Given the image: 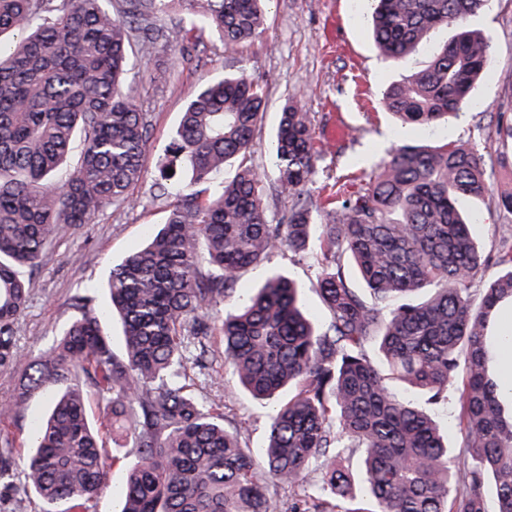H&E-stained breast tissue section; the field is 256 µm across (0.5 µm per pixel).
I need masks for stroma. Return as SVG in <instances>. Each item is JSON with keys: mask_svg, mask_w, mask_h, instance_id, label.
Masks as SVG:
<instances>
[{"mask_svg": "<svg viewBox=\"0 0 512 512\" xmlns=\"http://www.w3.org/2000/svg\"><path fill=\"white\" fill-rule=\"evenodd\" d=\"M266 10L265 33L245 45L227 48L209 29L194 30L189 60L180 55L187 40L178 20L161 18L160 25L170 37L158 45L153 64L163 72V79L150 81L136 67L128 74L134 103L150 121L144 177L131 188L125 205L105 208L94 223L63 233L45 256L17 326L22 355L47 348L71 318V295L99 284L112 264L140 247L162 224L171 199L156 186L158 168L171 146L180 113L201 86L229 69L246 68L266 90L267 108L254 135L251 157L266 173L264 203L271 220H279L288 210L287 198L273 189L269 146L289 98L301 99L310 113L318 165L339 175V195L353 196L364 188L396 140L393 120L381 109L379 99L387 85L400 78L402 66L376 50L363 0H267ZM471 24L488 37L493 54L490 70L473 91V106L460 117L412 130L411 141L425 146L473 144L483 154L490 191L462 203L461 209L475 217L474 234L492 254L503 239L512 237V215L495 206L499 193L512 189V142L498 132L499 116L512 118V0H488ZM337 125L346 128L345 137L327 139V130ZM270 267L289 273L301 285L305 309L316 323H324L327 315L312 288L316 260L275 252L266 266L242 275L240 288L254 287ZM210 373L212 393L224 402L229 419L246 423V445L263 447L268 404L244 393L223 364H214Z\"/></svg>", "mask_w": 512, "mask_h": 512, "instance_id": "1", "label": "stroma"}]
</instances>
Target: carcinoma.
<instances>
[{
    "mask_svg": "<svg viewBox=\"0 0 512 512\" xmlns=\"http://www.w3.org/2000/svg\"><path fill=\"white\" fill-rule=\"evenodd\" d=\"M104 2L0 0V367L26 364L0 419L17 420L46 384H64L31 429L18 484L13 441L0 432L11 512H27L33 494L94 512L109 480L106 433L134 456L121 512H274L271 491L285 486L311 489L288 512H512V405L494 367L499 319L512 308V240L485 254L458 207L488 190L482 154L398 142L356 198H326L318 224L300 193L317 174L311 123L293 100L272 143L276 191L291 204L273 224L250 156L265 91L242 71L187 102L173 146L179 171L161 170L173 197L162 227L102 288L76 292L64 332L22 360L15 329L44 256L65 228L124 204L142 178L149 123L127 84L133 43L148 73L165 37L161 15H187L226 46L266 25L265 0H116L112 10ZM486 3L373 0V41L396 62L434 29L457 28L429 64L385 89L380 104L400 125L396 135L472 104L491 52L466 22ZM228 168L232 176L216 181ZM280 249L319 256L325 328L306 312L302 287L278 271L235 301L240 273ZM492 259L497 278L473 291ZM349 265L370 299L351 286ZM101 294L121 320V355L97 313ZM226 302L233 311L203 314ZM216 335L224 367L254 398L294 388L269 413L262 448H248L245 423L226 422L204 394L199 369ZM450 390L462 423L456 445L428 411L447 405ZM91 394L104 405L98 418Z\"/></svg>",
    "mask_w": 512,
    "mask_h": 512,
    "instance_id": "obj_1",
    "label": "carcinoma"
}]
</instances>
